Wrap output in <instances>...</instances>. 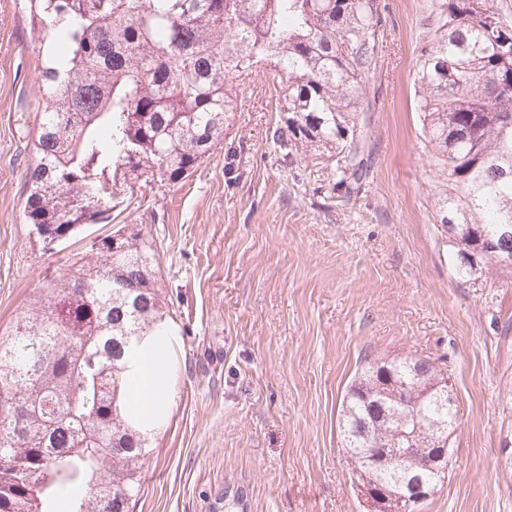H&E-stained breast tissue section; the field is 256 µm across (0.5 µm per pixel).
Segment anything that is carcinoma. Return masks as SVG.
Wrapping results in <instances>:
<instances>
[{
    "label": "carcinoma",
    "mask_w": 512,
    "mask_h": 512,
    "mask_svg": "<svg viewBox=\"0 0 512 512\" xmlns=\"http://www.w3.org/2000/svg\"><path fill=\"white\" fill-rule=\"evenodd\" d=\"M41 38L44 89L28 146L26 223L50 245L108 222L120 198L187 178L224 140L238 84L260 65L281 78V111L267 140L336 162L349 201L370 154L359 113L376 65L377 0H25ZM443 0L434 40L417 61L424 150L441 182L439 223L460 253L482 251L484 275L512 269V29ZM126 248L106 236L47 280L0 338V512H130L148 460L146 436L123 398L126 341L169 335L157 255L130 225ZM389 382L381 383L380 370ZM443 373L429 357H364L342 398L343 448L363 485L400 489L420 476L435 432L459 410L423 382ZM395 449L373 461L372 449Z\"/></svg>",
    "instance_id": "1"
}]
</instances>
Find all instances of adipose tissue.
Segmentation results:
<instances>
[{"mask_svg": "<svg viewBox=\"0 0 512 512\" xmlns=\"http://www.w3.org/2000/svg\"><path fill=\"white\" fill-rule=\"evenodd\" d=\"M172 337L152 339L140 348L133 363L134 386L128 393L130 408L140 430L152 433L166 420L173 401L168 365Z\"/></svg>", "mask_w": 512, "mask_h": 512, "instance_id": "adipose-tissue-1", "label": "adipose tissue"}]
</instances>
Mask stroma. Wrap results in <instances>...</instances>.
<instances>
[{"mask_svg":"<svg viewBox=\"0 0 512 512\" xmlns=\"http://www.w3.org/2000/svg\"><path fill=\"white\" fill-rule=\"evenodd\" d=\"M368 78L372 175L344 202L333 163L266 139L280 87L264 71L223 144L176 185L154 186L48 250L23 209L27 142L41 111L37 41L22 0H0V334L94 238L141 225L177 335L174 404L152 440L134 512H367L342 446L341 402L364 356L416 354L451 374L461 424L448 478L416 512H512L498 462L512 441V272L472 283L436 222L437 180L422 149L418 53L436 0H377ZM236 152L239 176L224 173Z\"/></svg>","mask_w":512,"mask_h":512,"instance_id":"35a3bbf8","label":"stroma"}]
</instances>
